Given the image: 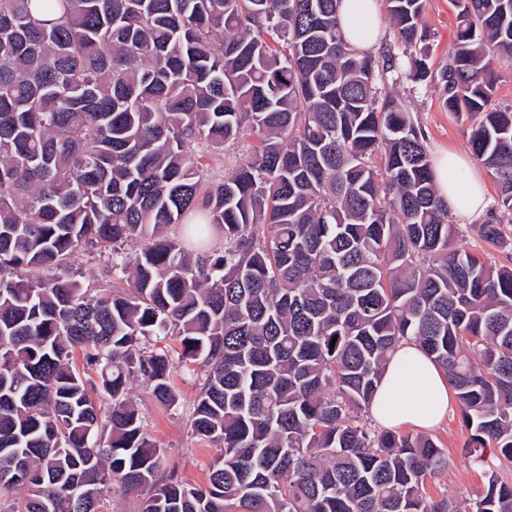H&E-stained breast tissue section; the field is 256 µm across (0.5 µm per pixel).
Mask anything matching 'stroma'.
<instances>
[{
	"label": "stroma",
	"mask_w": 512,
	"mask_h": 512,
	"mask_svg": "<svg viewBox=\"0 0 512 512\" xmlns=\"http://www.w3.org/2000/svg\"><path fill=\"white\" fill-rule=\"evenodd\" d=\"M423 22L430 32L428 62L433 69H442L455 49L456 12L449 0H426ZM386 89L409 104L414 119L425 134L429 154L448 149L469 150L470 127L466 120L444 109L440 86L416 84L405 79L397 84H387ZM252 143L249 137L225 143L224 147L218 149L202 141L194 143L193 150L204 163V183L223 180L234 163L249 153ZM172 380L180 396L175 408L167 410L159 406L149 389L138 381L132 384L129 396L140 409L148 433L165 451L164 472L201 484L208 477L209 465L216 450L196 439L190 431V414L198 391L192 370L185 364H177ZM427 435L444 448L448 465L436 477L426 480V497L472 505L485 495L490 476L512 481L510 464L497 463L481 468L469 463L464 448L469 432L460 412L449 414L438 426L428 430Z\"/></svg>",
	"instance_id": "obj_1"
}]
</instances>
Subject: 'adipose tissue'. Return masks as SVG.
Returning a JSON list of instances; mask_svg holds the SVG:
<instances>
[{"label": "adipose tissue", "mask_w": 512, "mask_h": 512, "mask_svg": "<svg viewBox=\"0 0 512 512\" xmlns=\"http://www.w3.org/2000/svg\"><path fill=\"white\" fill-rule=\"evenodd\" d=\"M338 19L346 42L355 50L375 52L382 38L380 0H341ZM436 185L448 208L459 218L479 216L486 208L483 176L457 150L441 152L433 163ZM455 403L442 370L419 347L405 344L390 357L370 413L385 428L428 429Z\"/></svg>", "instance_id": "obj_1"}]
</instances>
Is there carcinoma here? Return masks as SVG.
I'll return each mask as SVG.
<instances>
[{"instance_id":"cac0c4a2","label":"carcinoma","mask_w":512,"mask_h":512,"mask_svg":"<svg viewBox=\"0 0 512 512\" xmlns=\"http://www.w3.org/2000/svg\"><path fill=\"white\" fill-rule=\"evenodd\" d=\"M424 2L386 0L404 56L429 39ZM339 3L0 0V499L27 487L8 512H100L116 488L146 490L138 512H461L424 495L442 449L369 416L406 343L448 378L469 458L512 463V267L465 248L423 131L380 88L436 76L511 211L493 63L512 0H451L437 75L352 48ZM245 134L251 153L204 185L192 144ZM478 236L512 254L495 215ZM109 249L121 294L72 272ZM168 341L200 362L202 485L161 474L128 397L141 381L178 404ZM471 512H512V481Z\"/></svg>"}]
</instances>
